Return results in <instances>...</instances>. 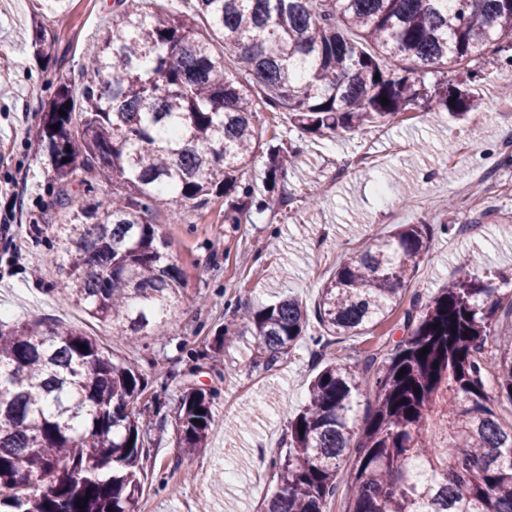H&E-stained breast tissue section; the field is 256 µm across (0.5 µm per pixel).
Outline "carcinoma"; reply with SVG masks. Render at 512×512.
<instances>
[{
  "label": "carcinoma",
  "mask_w": 512,
  "mask_h": 512,
  "mask_svg": "<svg viewBox=\"0 0 512 512\" xmlns=\"http://www.w3.org/2000/svg\"><path fill=\"white\" fill-rule=\"evenodd\" d=\"M505 38L512 0H190L186 11L113 0L86 48L85 80L59 81L35 135L56 187L62 292L131 343L156 335L172 324L185 275L152 215L222 197L224 223L240 224L265 210L243 180L257 153L268 156L269 192L298 159L263 141L259 113L284 108L314 136L385 125L420 102L465 115L478 108L473 93L446 83L430 93L426 75L500 51ZM74 181L87 192L110 183L112 195L78 206ZM433 241L427 222L401 224L342 257L321 288L328 335L388 320ZM479 260L432 297L412 298L407 334L382 361L325 359L288 422L264 512H326L346 460L344 512H512V424L496 411L512 404V290L481 278ZM247 321L268 369L306 340L307 310L292 295ZM146 388L142 373L78 328L0 313V512H139ZM365 392L374 404L358 423L354 402ZM213 398L195 383L180 392L175 438L187 457L208 443ZM415 461L429 482L411 478Z\"/></svg>",
  "instance_id": "carcinoma-1"
}]
</instances>
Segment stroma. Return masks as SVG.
I'll return each mask as SVG.
<instances>
[{
	"instance_id": "stroma-1",
	"label": "stroma",
	"mask_w": 512,
	"mask_h": 512,
	"mask_svg": "<svg viewBox=\"0 0 512 512\" xmlns=\"http://www.w3.org/2000/svg\"><path fill=\"white\" fill-rule=\"evenodd\" d=\"M112 3L0 0V213L13 206L16 186L26 194L20 224L0 233V308L22 320L77 325L141 371L155 400L144 424L142 512H262L264 497L276 489L271 461L286 453L288 423L320 368L313 340L323 328L309 317L310 342L267 370L255 364L244 311L284 293L314 309L342 255L421 220L434 228V248L410 292L432 296L474 253L483 259L480 276L512 272V160H503L512 157V101L501 93L512 83V66L496 56L482 59L478 114L462 123L436 110L352 135L310 138L287 113L277 114L264 124V140L299 148L301 156L282 175L269 210L237 226L225 223L220 201L182 210L174 224L158 219L186 286L176 324L134 346L67 303L54 254L29 235L56 214L47 162L31 146L42 106L52 83H80L83 49ZM40 29L54 43L48 60L33 54ZM422 142L427 151H419ZM479 170L492 192L474 182ZM393 345L380 327L332 337L325 353L359 363L368 352L385 357ZM192 382L214 389L216 398L209 443L187 457L175 446V408Z\"/></svg>"
}]
</instances>
